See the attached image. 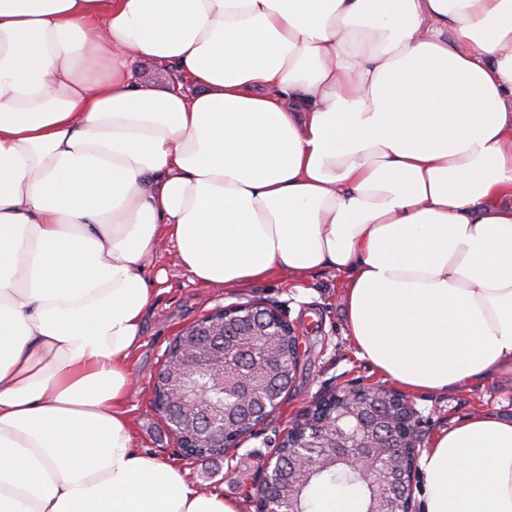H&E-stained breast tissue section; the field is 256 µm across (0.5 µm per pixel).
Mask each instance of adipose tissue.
Returning <instances> with one entry per match:
<instances>
[{
  "instance_id": "obj_1",
  "label": "adipose tissue",
  "mask_w": 512,
  "mask_h": 512,
  "mask_svg": "<svg viewBox=\"0 0 512 512\" xmlns=\"http://www.w3.org/2000/svg\"><path fill=\"white\" fill-rule=\"evenodd\" d=\"M164 236L208 285L336 270L406 390L512 373V0H0V512H237L128 422ZM420 477L512 512V419ZM130 67L136 83L152 87H172L169 72L160 64L151 60L135 59Z\"/></svg>"
}]
</instances>
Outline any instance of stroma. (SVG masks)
I'll return each mask as SVG.
<instances>
[{
    "mask_svg": "<svg viewBox=\"0 0 512 512\" xmlns=\"http://www.w3.org/2000/svg\"><path fill=\"white\" fill-rule=\"evenodd\" d=\"M153 271L163 272L144 317V344L132 356L135 383L126 400L138 449L171 464L200 490L223 495L237 512H254L256 478L278 448L289 425L302 411L336 390L352 385H383L369 362L356 354L341 305L344 281L326 269L299 280L283 271L238 287L194 281L176 264L172 245L161 239L153 252ZM235 304L276 308L293 324L301 341L294 382L274 412L231 447L226 457L208 462L183 457L175 436L153 405V383L176 335L208 311ZM418 412L424 441L477 412L512 418V374L446 393H409Z\"/></svg>",
    "mask_w": 512,
    "mask_h": 512,
    "instance_id": "obj_1",
    "label": "stroma"
}]
</instances>
